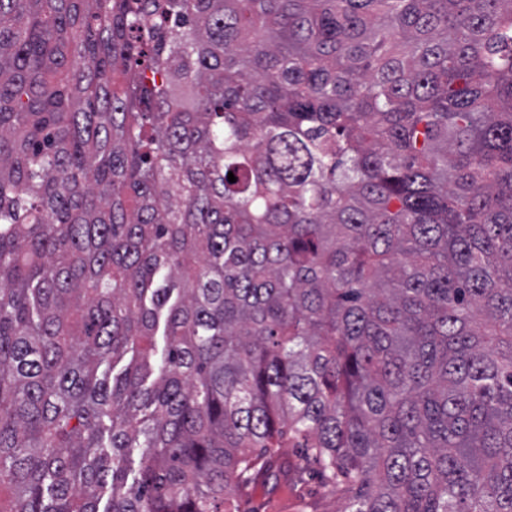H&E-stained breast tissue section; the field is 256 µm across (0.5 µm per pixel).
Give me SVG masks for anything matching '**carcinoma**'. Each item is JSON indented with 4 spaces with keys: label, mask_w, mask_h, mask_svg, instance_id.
<instances>
[{
    "label": "carcinoma",
    "mask_w": 512,
    "mask_h": 512,
    "mask_svg": "<svg viewBox=\"0 0 512 512\" xmlns=\"http://www.w3.org/2000/svg\"><path fill=\"white\" fill-rule=\"evenodd\" d=\"M285 447L512 512V0H0V512H246Z\"/></svg>",
    "instance_id": "obj_1"
}]
</instances>
